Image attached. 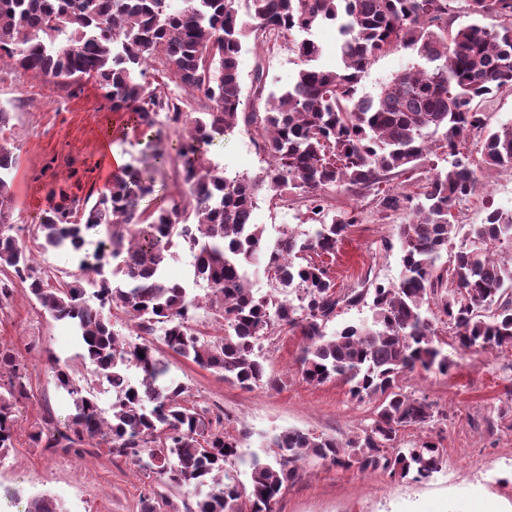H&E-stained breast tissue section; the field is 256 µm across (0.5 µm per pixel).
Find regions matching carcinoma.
Instances as JSON below:
<instances>
[{
    "label": "carcinoma",
    "instance_id": "cac0c4a2",
    "mask_svg": "<svg viewBox=\"0 0 512 512\" xmlns=\"http://www.w3.org/2000/svg\"><path fill=\"white\" fill-rule=\"evenodd\" d=\"M238 2L0 0V70L50 86L79 87L94 79L109 110L124 113L154 147V162L175 152L187 186L141 210L153 179L128 165L94 201L60 195L35 216V239L45 253L78 255L79 272L39 273L33 251L11 234L16 157L0 144V307L15 283L28 284L42 309L78 337L75 358L94 365L115 393L106 418L95 388L76 379L72 359L51 357L55 388L71 408L66 431L37 427L29 439L47 448L104 446L157 474L155 495L166 502L171 491L193 484L203 494L196 512H274L311 460L426 479L443 468V449L432 441L404 448L400 433L431 425L435 411L404 390L403 376L448 371L440 324L462 349L512 350V257L501 256L512 247V209L489 202L478 224L451 220L456 204L483 188L480 175L458 158L467 133L480 136L481 171L512 170V125L493 128L481 110L483 99L512 88V0H467L477 21L454 30L448 14L455 0H245L244 18ZM490 14L503 18L499 28L478 22ZM322 21L339 22L334 69L315 64L320 50L308 38ZM250 36L257 43L290 41L298 70L278 103L270 104L263 102L264 71L256 69L245 111L239 56ZM398 49L424 65L394 75L375 96L359 93L370 64ZM148 68L157 75L154 86L145 82ZM176 87L201 92L207 106L195 116L185 111ZM237 130L262 138L268 162L257 176L228 178L208 157L215 142ZM437 150L455 157L448 168L418 192L389 191L379 200L386 212L409 208L414 214L412 222L397 225L398 282L365 279L336 290L312 255L334 254L358 218L336 212L330 193L370 189ZM262 190L280 200L301 196L313 224L267 244L264 229L252 223ZM102 228L105 238L89 250L90 237ZM455 238L459 247L446 264ZM181 244L192 257L183 281L165 273ZM252 266L275 288L292 289V297L255 295ZM197 287L223 320L224 335L195 328ZM369 296L371 322L327 334L338 310ZM113 306L130 318L141 341L122 338L105 314ZM289 332L303 339L302 379L347 385L353 399L377 402L374 417L344 442L296 429L274 435L266 444L271 459L253 457L246 486L226 468L238 457V442L225 431L228 417L188 403L184 386L167 382L155 342L250 390L276 386L257 350L261 341ZM2 371L9 381L0 389V456L14 448L18 403L31 390L26 360L4 344ZM27 512L63 510L43 494L31 499Z\"/></svg>",
    "mask_w": 512,
    "mask_h": 512
}]
</instances>
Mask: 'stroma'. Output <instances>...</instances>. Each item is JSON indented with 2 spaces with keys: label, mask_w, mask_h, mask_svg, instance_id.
<instances>
[{
  "label": "stroma",
  "mask_w": 512,
  "mask_h": 512,
  "mask_svg": "<svg viewBox=\"0 0 512 512\" xmlns=\"http://www.w3.org/2000/svg\"><path fill=\"white\" fill-rule=\"evenodd\" d=\"M415 62V57L399 49L377 58L361 81L360 93H377L383 83ZM259 67L265 72L267 91L277 95L298 69L288 42L264 51L244 43L239 56L243 86H250ZM40 86L39 79L0 72V108L12 114L5 138L16 157L13 234L29 246L34 243V216L57 202L59 189L83 197L103 188V140H110L136 168H144L152 157L145 140L125 129L121 113L109 111L95 81H83L72 90L51 86L45 97L26 98V89ZM210 157L230 178L258 175L267 165L263 152L243 131L216 142ZM445 165L443 156L432 155L416 170L382 181L378 191L334 193L337 210L359 216L335 256L323 260L337 287H351L365 277L383 283L398 279L395 227L411 222L413 213L407 209L382 213L378 195L392 189L418 190L434 168ZM484 190L485 197L454 208L460 223H480L488 197L496 206L512 208V172L493 174ZM254 221L264 227L267 242H275L284 230L306 225L305 202L294 195L284 202L260 195ZM0 340L27 361L32 383L30 398L20 403L15 447L0 457V512H24L30 498L44 493L56 498L65 512H143V500L157 483L154 474L102 448L78 455L29 446L32 424L48 422L63 428L69 404L55 389L50 359L74 356L80 347L68 327L45 313L24 284H17L0 308ZM440 340L452 361L448 373L419 370L403 382L408 393L432 403L438 417L428 428L405 429L400 439L408 446L436 442L445 454L442 470L416 482L313 461L278 500L275 512H512V351L462 353L451 334H441ZM300 346L297 333L265 340L266 372L282 385L250 390L171 352L163 354L169 379L185 385L188 401L224 410L230 417L227 430L239 441V458L232 470L240 482L249 480L252 455L262 453L267 439L282 430L324 433L344 441L371 421L374 402L352 399L346 385L315 386L302 380L297 364Z\"/></svg>",
  "instance_id": "obj_1"
}]
</instances>
